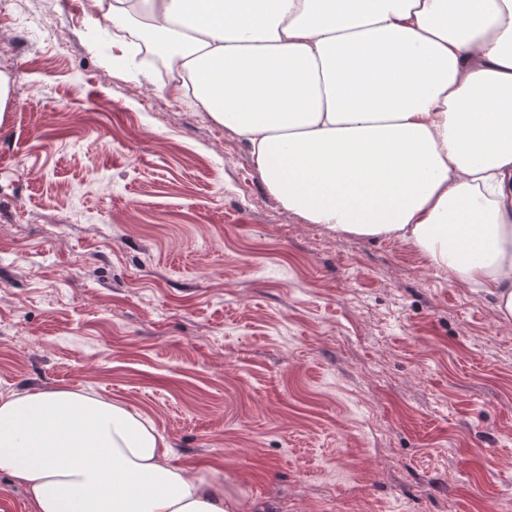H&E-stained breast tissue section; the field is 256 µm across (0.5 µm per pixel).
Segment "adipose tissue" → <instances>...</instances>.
I'll return each mask as SVG.
<instances>
[{
    "mask_svg": "<svg viewBox=\"0 0 512 512\" xmlns=\"http://www.w3.org/2000/svg\"><path fill=\"white\" fill-rule=\"evenodd\" d=\"M158 30L180 98L248 146L283 209L396 239L512 321V0H91ZM0 473L35 512H239L118 402L0 396Z\"/></svg>",
    "mask_w": 512,
    "mask_h": 512,
    "instance_id": "obj_1",
    "label": "adipose tissue"
}]
</instances>
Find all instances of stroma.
Instances as JSON below:
<instances>
[{"mask_svg": "<svg viewBox=\"0 0 512 512\" xmlns=\"http://www.w3.org/2000/svg\"><path fill=\"white\" fill-rule=\"evenodd\" d=\"M88 3L0 14V395L122 403L240 512H512V324L289 215Z\"/></svg>", "mask_w": 512, "mask_h": 512, "instance_id": "1", "label": "stroma"}]
</instances>
